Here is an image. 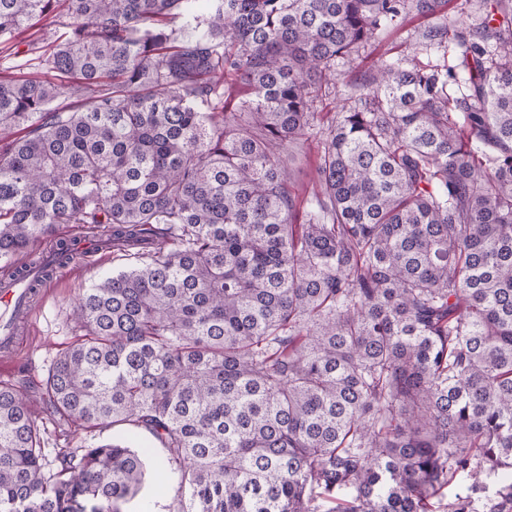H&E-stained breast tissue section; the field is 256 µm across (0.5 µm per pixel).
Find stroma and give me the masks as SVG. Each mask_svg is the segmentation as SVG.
I'll return each instance as SVG.
<instances>
[{
  "instance_id": "obj_1",
  "label": "stroma",
  "mask_w": 512,
  "mask_h": 512,
  "mask_svg": "<svg viewBox=\"0 0 512 512\" xmlns=\"http://www.w3.org/2000/svg\"><path fill=\"white\" fill-rule=\"evenodd\" d=\"M487 15L485 0H439L435 14L423 17L409 12L396 27L379 34L361 48L351 63L338 62L336 78L320 112H337L353 104L359 86L374 69L398 58H413L421 65L452 67L454 49L427 48L430 32L455 18H464L470 27H480ZM63 27L35 28L0 37V73L30 76L38 72V58L52 43L64 40ZM323 126H316L310 141L289 145L284 155L290 177L289 188L298 203V223H305L313 193V163L317 140ZM119 254L90 253L77 257L66 273L53 277L39 297L19 334L20 349L12 355L0 353V385L26 388L34 400V413L48 454L46 471L58 476L62 470L60 453L80 452L91 445L111 440L112 430L89 428L50 418L43 405V388L49 369L58 356L82 336L73 310L77 299L101 274L125 266ZM179 496L178 484L170 472H148L138 493L126 504V512H173Z\"/></svg>"
}]
</instances>
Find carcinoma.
Listing matches in <instances>:
<instances>
[{
    "label": "carcinoma",
    "instance_id": "carcinoma-1",
    "mask_svg": "<svg viewBox=\"0 0 512 512\" xmlns=\"http://www.w3.org/2000/svg\"><path fill=\"white\" fill-rule=\"evenodd\" d=\"M437 5L0 0V37L68 29L40 77L0 76V260L60 224L134 259L80 297L44 398L122 434L52 481L30 394L0 385V512H125L144 433L192 491L173 512H512V0L423 45L458 67L377 68L305 224L279 160L336 62ZM65 262H34L27 301ZM460 475L497 488L435 507Z\"/></svg>",
    "mask_w": 512,
    "mask_h": 512
}]
</instances>
